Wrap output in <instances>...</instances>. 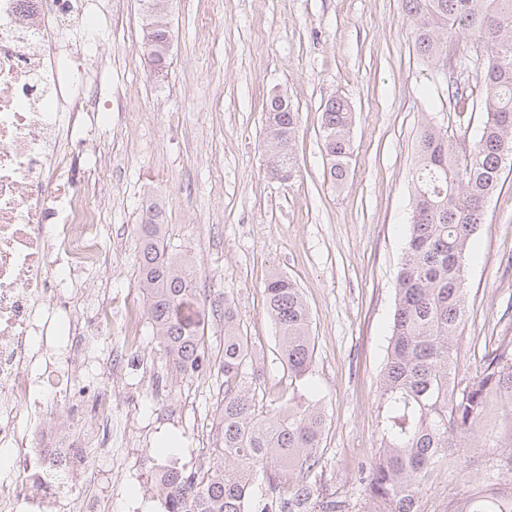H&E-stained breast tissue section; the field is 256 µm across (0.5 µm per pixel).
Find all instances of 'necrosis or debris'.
I'll return each mask as SVG.
<instances>
[{"label": "necrosis or debris", "instance_id": "obj_1", "mask_svg": "<svg viewBox=\"0 0 512 512\" xmlns=\"http://www.w3.org/2000/svg\"><path fill=\"white\" fill-rule=\"evenodd\" d=\"M67 30L83 35L80 52ZM102 30L86 0H0V512H112L111 497L69 491L96 481L92 450L114 422L112 387L95 379L112 360L93 354L112 304L88 333L55 309L58 290L102 258L90 220L107 196L58 158L67 118L98 97ZM84 399L93 415L75 412Z\"/></svg>", "mask_w": 512, "mask_h": 512}]
</instances>
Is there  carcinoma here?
<instances>
[{
	"label": "carcinoma",
	"mask_w": 512,
	"mask_h": 512,
	"mask_svg": "<svg viewBox=\"0 0 512 512\" xmlns=\"http://www.w3.org/2000/svg\"><path fill=\"white\" fill-rule=\"evenodd\" d=\"M414 45L431 73L467 100L459 77L480 70V110L485 119L470 152L459 155L434 120L420 133L412 174V216L396 278L387 359L379 382V449L359 468L363 492L379 512H425L422 490L442 475L468 489L451 509L433 512H512V492L470 488L453 448H486L492 467L512 474V348L484 357L472 376L459 374L457 339L464 325L465 273L471 242L484 221L487 199L512 160V0H402ZM169 0H143L146 23L141 52L155 73L167 70L172 33ZM463 41L448 65V44ZM298 122L288 100L274 94L265 110L264 151L293 177L291 151ZM353 109L345 98L329 99L322 138L329 177L339 187L352 156ZM140 286L160 350L179 374L207 361L209 311L194 286L190 267L169 254L162 208L143 207L139 224ZM275 325L278 354L288 377L302 382L311 372L315 342L297 285L273 272L263 289ZM248 339L240 319L224 306L220 353L224 398L218 439L203 472L162 473L164 512H346V502L302 479L283 489L279 470L317 469L326 420L319 400L300 397L288 410L264 408L245 376Z\"/></svg>",
	"instance_id": "obj_1"
}]
</instances>
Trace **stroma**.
Returning a JSON list of instances; mask_svg holds the SVG:
<instances>
[{"instance_id": "obj_1", "label": "stroma", "mask_w": 512, "mask_h": 512, "mask_svg": "<svg viewBox=\"0 0 512 512\" xmlns=\"http://www.w3.org/2000/svg\"><path fill=\"white\" fill-rule=\"evenodd\" d=\"M112 17L98 66L111 130L95 138L104 171L75 164L88 192L112 202L94 217L110 266L87 271L84 297L112 299L100 347L126 357L112 376V404L135 442L101 460L96 492L114 512H162L159 470L206 467L216 439L219 374L177 376L159 351L139 282L137 225L159 203L171 251L188 260L213 308L208 351L224 344V307L248 338L253 373L267 408L316 392L326 416L317 455L320 491L349 512H373L358 468L379 446L377 394L395 303V275L410 222L415 145L435 119L458 150L471 144L483 114H458L446 84L420 61L402 0H171V65L154 74L141 54L140 0H97ZM288 98L299 114L293 180L265 166L264 104ZM354 110L353 156L332 187L322 141L326 101ZM300 288L315 338L307 387H291L278 359L263 286L271 272ZM467 314L457 351L462 374L483 355L512 346V169L485 207L466 269Z\"/></svg>"}]
</instances>
